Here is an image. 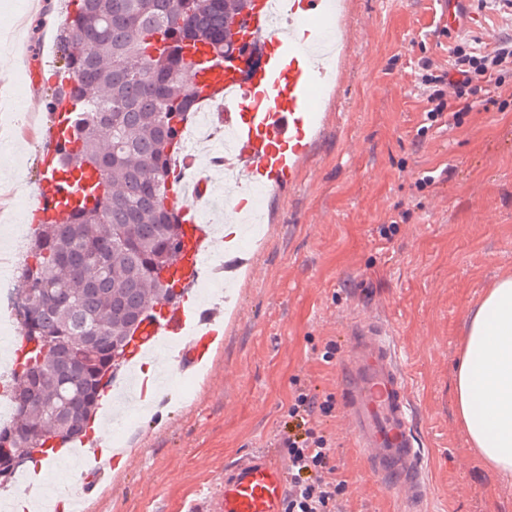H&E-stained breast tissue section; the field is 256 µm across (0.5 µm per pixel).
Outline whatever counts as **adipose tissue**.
Returning <instances> with one entry per match:
<instances>
[{"mask_svg":"<svg viewBox=\"0 0 512 512\" xmlns=\"http://www.w3.org/2000/svg\"><path fill=\"white\" fill-rule=\"evenodd\" d=\"M455 403L472 448L512 475V275L494 281L471 311L456 366Z\"/></svg>","mask_w":512,"mask_h":512,"instance_id":"ef3b65f1","label":"adipose tissue"}]
</instances>
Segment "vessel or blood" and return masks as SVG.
Returning a JSON list of instances; mask_svg holds the SVG:
<instances>
[{
    "mask_svg": "<svg viewBox=\"0 0 512 512\" xmlns=\"http://www.w3.org/2000/svg\"><path fill=\"white\" fill-rule=\"evenodd\" d=\"M336 11L332 0H257L245 17L244 37L235 59L213 67L199 103L225 130L233 152L234 178L224 185V221L255 224L264 214L250 193L296 183L307 159L320 115L315 97L327 80L336 54ZM197 156L181 152L174 174L181 185L175 212L187 246L174 261L181 286L199 281L214 230L202 223L200 203L212 199V177L188 178ZM63 197L61 178L44 163L38 184L40 217L51 220ZM340 363L341 403L354 447L363 451L370 471L397 504L412 512L430 494L408 384L390 326L355 316L347 330ZM216 337L213 321L191 304H166L161 317L143 315L126 350L136 367L165 339L183 342L174 362L188 373ZM287 485L272 454L249 453L232 463L223 478L189 501L186 512H281Z\"/></svg>",
    "mask_w": 512,
    "mask_h": 512,
    "instance_id": "obj_1",
    "label": "vessel or blood"
}]
</instances>
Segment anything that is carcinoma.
Wrapping results in <instances>:
<instances>
[{
	"instance_id": "1",
	"label": "carcinoma",
	"mask_w": 512,
	"mask_h": 512,
	"mask_svg": "<svg viewBox=\"0 0 512 512\" xmlns=\"http://www.w3.org/2000/svg\"><path fill=\"white\" fill-rule=\"evenodd\" d=\"M58 28L65 65L49 103L77 115L54 157L66 196L62 217L35 229L22 277V336L54 343L21 357L10 381L17 407L0 448L66 444L85 435L112 355L124 354L144 311L169 301L161 285L183 248L170 207L177 127L201 91L204 68L184 44L235 50L238 18L250 0H70ZM96 334L78 366L75 342Z\"/></svg>"
}]
</instances>
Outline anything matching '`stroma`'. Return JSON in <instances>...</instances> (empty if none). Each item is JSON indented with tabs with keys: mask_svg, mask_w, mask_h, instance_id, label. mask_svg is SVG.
<instances>
[{
	"mask_svg": "<svg viewBox=\"0 0 512 512\" xmlns=\"http://www.w3.org/2000/svg\"><path fill=\"white\" fill-rule=\"evenodd\" d=\"M66 6L0 0V31L18 47L0 48V99L32 117L0 140V245L4 225L31 221ZM469 11L472 27L452 33L441 0H344L337 76L318 104L326 122L298 182L265 193L264 231L230 301L213 309L219 334L191 394L174 375L168 402L138 414L110 477L88 494L78 472L59 483L61 497L84 495L88 512H181L226 464L276 448L296 388L339 396L347 323L362 313L384 318L398 340L431 488L422 512H512V476L470 448L455 407L469 313L512 273V70L499 104L476 94L455 122L431 121L421 82L425 63L448 69L450 47L480 53L512 35V9ZM320 422L346 482L343 512H394L351 446L342 407Z\"/></svg>",
	"mask_w": 512,
	"mask_h": 512,
	"instance_id": "35a3bbf8",
	"label": "stroma"
}]
</instances>
